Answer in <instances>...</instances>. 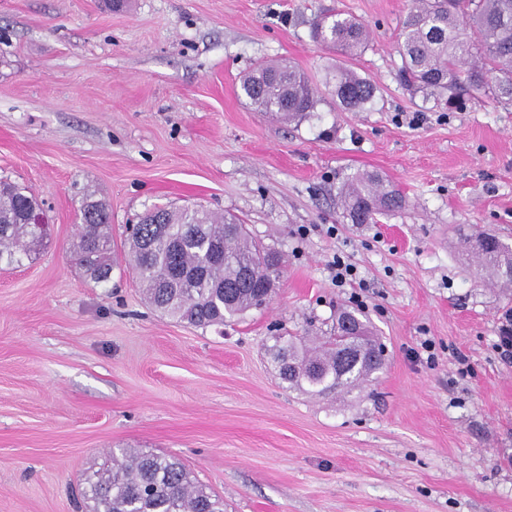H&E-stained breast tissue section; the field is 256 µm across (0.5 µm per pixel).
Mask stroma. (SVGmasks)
Returning <instances> with one entry per match:
<instances>
[{"mask_svg":"<svg viewBox=\"0 0 512 512\" xmlns=\"http://www.w3.org/2000/svg\"><path fill=\"white\" fill-rule=\"evenodd\" d=\"M411 6L0 0V179L28 187L48 224L21 265L0 266V512H92L81 483L124 448L179 458L224 512H512V359L496 347L512 290L467 244L512 245V106L481 95L450 111L406 89ZM329 9L370 29L358 56L315 39ZM274 59L319 92L300 122L242 93ZM339 66L374 84L364 110L337 106ZM366 172L405 209L350 223L337 192ZM90 192L119 254L157 206L239 216L284 256L273 299L203 329L149 307L130 269L85 280L71 246ZM336 253L356 283L332 285ZM357 292L385 369L349 394L287 389L273 335L327 328Z\"/></svg>","mask_w":512,"mask_h":512,"instance_id":"stroma-1","label":"stroma"}]
</instances>
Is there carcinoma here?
Returning a JSON list of instances; mask_svg holds the SVG:
<instances>
[{
  "instance_id": "carcinoma-1",
  "label": "carcinoma",
  "mask_w": 512,
  "mask_h": 512,
  "mask_svg": "<svg viewBox=\"0 0 512 512\" xmlns=\"http://www.w3.org/2000/svg\"><path fill=\"white\" fill-rule=\"evenodd\" d=\"M315 33L349 56L370 36L363 22L335 12L316 21ZM399 51L401 81L426 95L447 96L450 109L480 91L512 104V0H413ZM241 90L258 111L288 123L304 119L316 104L314 88L287 62L258 64ZM334 96L339 106L359 111L373 101L375 87L338 68ZM340 196L353 224H375L378 216L405 206L394 185L369 173L351 177ZM34 205L26 188L0 180V265L21 263L42 240L25 222ZM156 212L161 223L144 215L135 225L127 257L142 294L160 314L206 328L269 302L282 256L249 240L238 217L202 206ZM80 213L74 263L86 279L105 284L115 264L112 214L93 193L85 195ZM476 252L481 269L512 283L511 246L489 234ZM272 340L269 351L282 382L315 397L357 388L384 365L383 348L369 325L350 311L341 312L313 348L296 336ZM85 495L95 512H224V501L192 480L178 458L137 450L112 457V466L88 477Z\"/></svg>"
}]
</instances>
